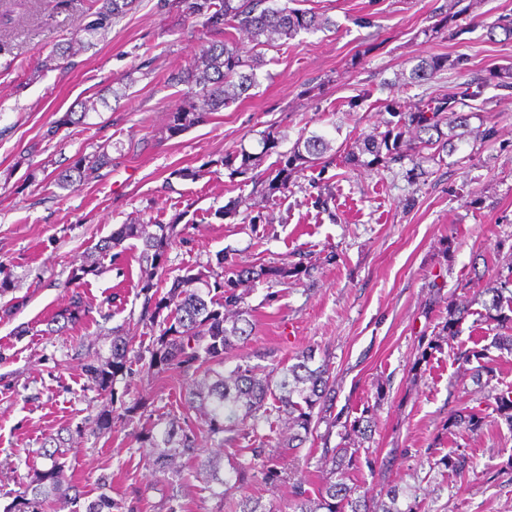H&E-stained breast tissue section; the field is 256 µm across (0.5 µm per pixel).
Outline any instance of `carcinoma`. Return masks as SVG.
<instances>
[{
	"label": "carcinoma",
	"instance_id": "carcinoma-1",
	"mask_svg": "<svg viewBox=\"0 0 512 512\" xmlns=\"http://www.w3.org/2000/svg\"><path fill=\"white\" fill-rule=\"evenodd\" d=\"M134 0H91L94 19L80 28L64 44L56 47L46 58L48 68L85 48L88 38L102 34L112 25V20L131 9ZM188 15L202 20L211 30L222 33L236 29L247 32L259 46H272L279 40L295 37L300 31L327 30L336 22L323 13L301 11L286 5L274 7L268 0H183ZM470 4L466 0H448V14L438 31L450 40L458 38L464 30L458 28L456 19L466 14ZM512 40V15L500 17L487 26V36L495 40L498 35ZM462 55L429 56L421 59L401 76L406 85L420 84L434 74L448 70L458 72L466 66ZM263 65L258 56L242 54L237 45L226 39L200 47L192 64L185 69H175L167 77L170 82L185 84L192 89L185 105L168 114L165 132L175 136L201 122L220 108L244 97L257 82V70ZM490 79L475 76L464 82L459 90H448L429 99L426 108L410 112L400 110L395 101L385 109L391 116L386 130L367 134L359 143L361 153H368L372 166L379 162L394 163L409 153L420 154L424 149L435 153L450 154L456 149L454 139H459L463 129L471 134L470 120L473 112L463 108L469 102L483 98ZM87 103L81 111L64 113L55 128L78 126L88 115ZM286 135L278 129H268L261 135L262 151L278 147ZM331 149L330 140L313 133L300 136L292 148L280 154L279 165L260 174L257 157L247 153L224 156L222 165L230 175H250V181L265 194L285 192L294 178L305 170L322 164L325 153ZM112 166L108 148L99 147L92 153L79 157L74 164L56 175V184L68 188L98 177V173ZM180 235L175 224H118L112 234L96 245L98 258L72 270L70 280L79 283L89 274H97L101 260L117 259L119 248L131 239L143 242L141 260L147 268L141 269L138 281L139 294L143 295L138 323L145 329L143 335L149 343L133 346L123 329H112L110 357L90 358L84 364L88 382L101 395L112 396V402L121 400L116 390L118 380L131 373L132 365L141 364L147 370H163L171 366L183 372H193L184 407L200 414L207 438L212 448H205L198 435L185 422V417L167 414L150 422L141 435L142 446L150 449L148 462L154 475L170 482L175 493L171 495L168 512H177V490L181 488L182 468L187 463L196 477L202 479L204 490L219 502L224 496L243 487L249 474L261 466L268 480L277 478L278 456L296 454L306 443L320 441V460L325 465L323 484L318 496L312 498L297 481L292 495L284 507L263 502L260 497L242 495L235 503L234 512H416V505L403 503L401 492L390 487L385 493L374 496L364 483H347L349 474L358 468L360 446L371 438L373 420L371 407L365 406L353 421L344 422L342 447L330 446L333 428L340 424V415L333 413L336 378L331 373L326 358H316V351L308 349L295 356L288 365L274 364L267 373L257 376V366L244 357L231 369H224L229 355L253 335L252 309L247 302L246 283L265 281L271 284H288L293 277L310 275L312 266L269 262L259 267H243L227 262L224 253L216 255V262H207L193 273L166 278L167 252ZM512 292V267L485 284L483 293L490 296L484 303L480 322L494 331L491 341L453 353L457 369L469 375L473 382L487 387L496 376V359L490 350L512 354V306L505 293ZM81 293L73 292L68 307L46 322L47 334H64L79 322L84 311ZM468 312L465 308L448 304V317L440 327L439 342L422 349L416 364L429 358L444 341L450 342L461 333L462 321ZM495 413L494 422L505 424L512 431V391L491 394ZM281 420L288 425V435L277 439L271 450H266L260 426L268 429ZM325 432H319L320 425ZM487 424V415L464 407L448 415V434L459 431L477 432ZM112 427V416L101 411L93 423L82 422L75 427H65L48 436L38 450L44 460L40 468L32 470L29 481L10 492L13 499L7 512H49L54 504L73 505L71 512H134V506L125 505L109 494L108 478L102 476L90 491L73 483L68 475L67 454L69 441L88 432L102 434ZM253 438L256 448H236L224 455V447L240 438ZM448 470L464 474L472 468L471 460L459 449L450 448L440 460Z\"/></svg>",
	"mask_w": 512,
	"mask_h": 512
}]
</instances>
